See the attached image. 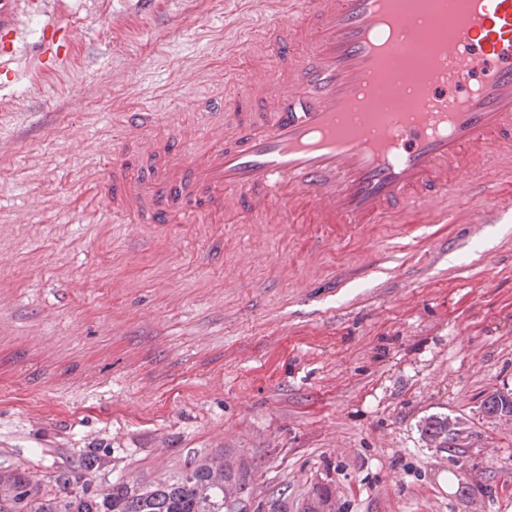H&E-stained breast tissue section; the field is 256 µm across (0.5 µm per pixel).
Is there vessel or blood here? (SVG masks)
Segmentation results:
<instances>
[{"instance_id": "b4317fda", "label": "vessel or blood", "mask_w": 512, "mask_h": 512, "mask_svg": "<svg viewBox=\"0 0 512 512\" xmlns=\"http://www.w3.org/2000/svg\"><path fill=\"white\" fill-rule=\"evenodd\" d=\"M275 54L242 114L220 98L211 152L145 143L138 173L100 179L116 219L193 221L213 206L251 224L404 223L444 198H491L481 173L512 145V0H272Z\"/></svg>"}]
</instances>
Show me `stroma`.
<instances>
[{
	"label": "stroma",
	"instance_id": "35a3bbf8",
	"mask_svg": "<svg viewBox=\"0 0 512 512\" xmlns=\"http://www.w3.org/2000/svg\"><path fill=\"white\" fill-rule=\"evenodd\" d=\"M0 56V472L108 464L141 486L222 453L250 505L512 512V211L489 224H133L96 215L101 174L160 129L211 146L274 24L237 0L13 6ZM66 31L38 60L44 29ZM232 80H225V67ZM155 122L125 134L124 112ZM457 423L447 449L419 424Z\"/></svg>",
	"mask_w": 512,
	"mask_h": 512
}]
</instances>
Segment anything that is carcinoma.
I'll list each match as a JSON object with an SVG mask.
<instances>
[{"instance_id": "obj_1", "label": "carcinoma", "mask_w": 512, "mask_h": 512, "mask_svg": "<svg viewBox=\"0 0 512 512\" xmlns=\"http://www.w3.org/2000/svg\"><path fill=\"white\" fill-rule=\"evenodd\" d=\"M487 413H512V400L490 397ZM420 431L427 444L445 449L457 434L456 423L441 415L427 417ZM245 488V478L224 465L222 455L191 459L178 476L147 488L116 479L100 489L84 483L78 490L66 472L45 479L16 469L0 474V512H230L231 504H242Z\"/></svg>"}]
</instances>
